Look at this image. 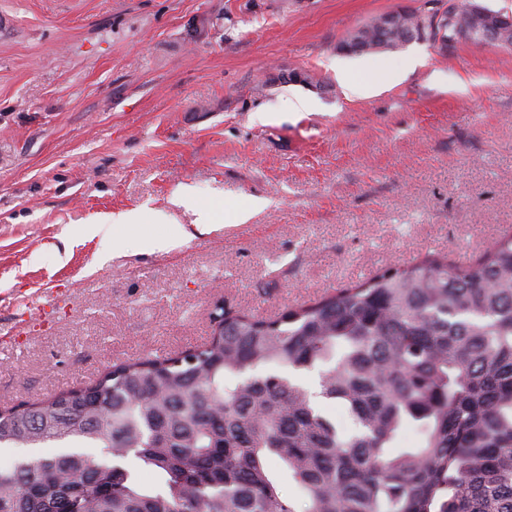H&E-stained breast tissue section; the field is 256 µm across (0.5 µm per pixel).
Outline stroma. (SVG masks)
<instances>
[{"mask_svg":"<svg viewBox=\"0 0 512 512\" xmlns=\"http://www.w3.org/2000/svg\"><path fill=\"white\" fill-rule=\"evenodd\" d=\"M422 0H0V409L207 342L215 302L275 317L390 264L512 232V51L346 55ZM394 85L347 94L336 70ZM300 69L325 90L269 85ZM308 96L292 112L290 97ZM190 188L219 219L174 207ZM254 198L269 208L238 224ZM134 212L114 243L87 224ZM188 235L167 251L160 214ZM171 231L167 237H145L142 240L144 247L151 251H167L176 243L185 239L188 232L182 224H169Z\"/></svg>","mask_w":512,"mask_h":512,"instance_id":"35a3bbf8","label":"stroma"}]
</instances>
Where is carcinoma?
Wrapping results in <instances>:
<instances>
[{
  "label": "carcinoma",
  "instance_id": "1",
  "mask_svg": "<svg viewBox=\"0 0 512 512\" xmlns=\"http://www.w3.org/2000/svg\"><path fill=\"white\" fill-rule=\"evenodd\" d=\"M470 4L453 2L448 35ZM419 21L405 11L386 31L379 15L353 37L394 50ZM213 314L224 332L201 347L0 415V447L65 446L0 470V512H70L77 498L86 512H512V235L468 264L427 253L274 319ZM316 367L314 395L292 373ZM408 427L420 439L404 445Z\"/></svg>",
  "mask_w": 512,
  "mask_h": 512
}]
</instances>
